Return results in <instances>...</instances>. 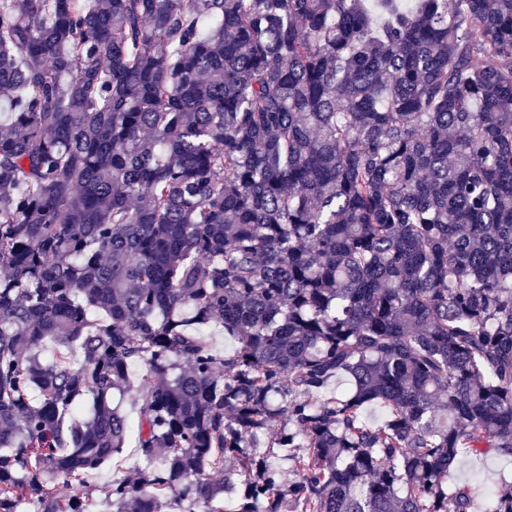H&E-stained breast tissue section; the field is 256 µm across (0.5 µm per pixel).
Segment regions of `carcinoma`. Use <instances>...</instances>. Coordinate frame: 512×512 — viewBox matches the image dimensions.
<instances>
[{"label":"carcinoma","mask_w":512,"mask_h":512,"mask_svg":"<svg viewBox=\"0 0 512 512\" xmlns=\"http://www.w3.org/2000/svg\"><path fill=\"white\" fill-rule=\"evenodd\" d=\"M375 8L0 0V512H512V0ZM128 446L129 448H124L123 453L115 458L111 464L86 473L84 484L79 488L86 497L96 502V510L100 512L110 510L109 505L103 501L104 495L101 492L102 488L110 484L112 478L115 476L133 474L140 465V460L135 448H131L133 446L132 444ZM457 477L470 483L479 502L485 500V488L489 484L498 486L502 478L512 485V459L499 456L468 458L455 466Z\"/></svg>","instance_id":"1"}]
</instances>
